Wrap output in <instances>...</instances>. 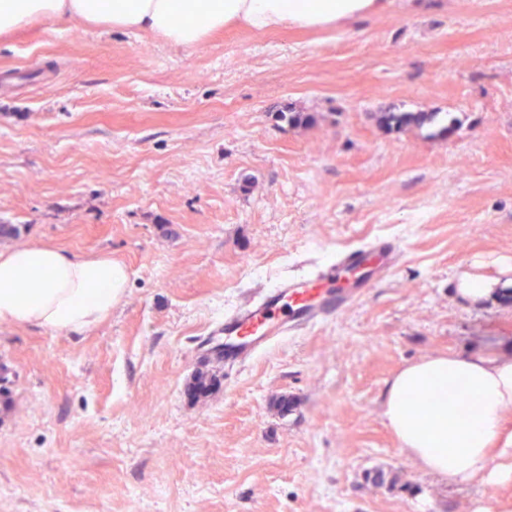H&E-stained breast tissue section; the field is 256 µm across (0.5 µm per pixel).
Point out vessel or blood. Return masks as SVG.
<instances>
[{
	"mask_svg": "<svg viewBox=\"0 0 512 512\" xmlns=\"http://www.w3.org/2000/svg\"><path fill=\"white\" fill-rule=\"evenodd\" d=\"M402 260L398 241L377 237L336 252L313 273L282 278L276 286L239 300L224 317L226 361L258 355L280 337L341 314L388 279Z\"/></svg>",
	"mask_w": 512,
	"mask_h": 512,
	"instance_id": "1",
	"label": "vessel or blood"
}]
</instances>
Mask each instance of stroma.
Segmentation results:
<instances>
[{
  "label": "stroma",
  "instance_id": "1",
  "mask_svg": "<svg viewBox=\"0 0 512 512\" xmlns=\"http://www.w3.org/2000/svg\"><path fill=\"white\" fill-rule=\"evenodd\" d=\"M0 224V251L130 275L84 332L0 325V512H512V456L429 474L382 407L413 361L512 343V303L455 288L512 265V0L193 49L22 29L0 41ZM379 236L405 260L367 299L246 366L213 355L236 298ZM497 282L478 274L462 273L458 278L457 293L474 304L482 303L492 297Z\"/></svg>",
  "mask_w": 512,
  "mask_h": 512
}]
</instances>
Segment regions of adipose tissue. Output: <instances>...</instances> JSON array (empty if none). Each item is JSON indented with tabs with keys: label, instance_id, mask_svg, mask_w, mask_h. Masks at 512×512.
I'll list each match as a JSON object with an SVG mask.
<instances>
[{
	"label": "adipose tissue",
	"instance_id": "1",
	"mask_svg": "<svg viewBox=\"0 0 512 512\" xmlns=\"http://www.w3.org/2000/svg\"><path fill=\"white\" fill-rule=\"evenodd\" d=\"M392 0H0V38L37 22L148 32L192 49L240 24L264 33L323 30L389 10ZM128 271L108 255L82 256L27 244L0 251V325L72 333L100 323L119 303ZM424 394L429 408L413 404ZM512 410V355L478 348L412 362L387 382L383 415L399 445L423 469L448 478L484 472L512 451L504 416Z\"/></svg>",
	"mask_w": 512,
	"mask_h": 512
}]
</instances>
